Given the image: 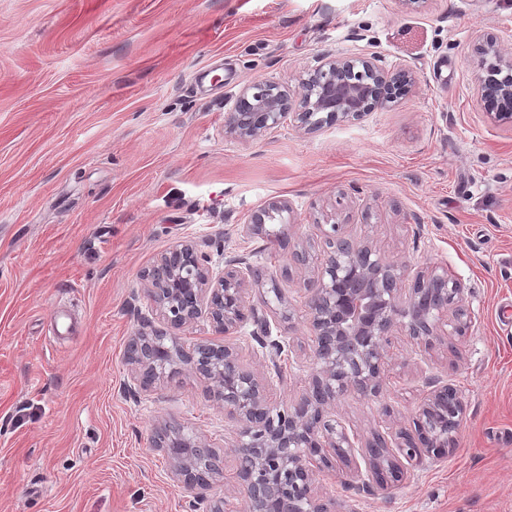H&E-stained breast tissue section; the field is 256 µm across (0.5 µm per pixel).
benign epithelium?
I'll return each mask as SVG.
<instances>
[{
	"instance_id": "obj_1",
	"label": "benign epithelium",
	"mask_w": 512,
	"mask_h": 512,
	"mask_svg": "<svg viewBox=\"0 0 512 512\" xmlns=\"http://www.w3.org/2000/svg\"><path fill=\"white\" fill-rule=\"evenodd\" d=\"M479 58L475 77L477 100L486 114L512 121V52L486 36L474 45ZM416 74L405 67L384 70L366 59H325L305 85L301 110L293 113L296 127L307 132L325 124L358 119L394 101L400 90L412 87ZM288 95L275 84L244 88L227 130L243 140L254 139L283 122ZM288 211L273 201L252 215L247 230L266 232L267 221ZM209 258L190 244H180L141 275L144 291L156 304L166 327H150L128 344L126 358L134 365L135 380L144 388L172 379L186 364L208 380L214 399L238 426L243 441L235 448L237 478L245 488L249 512H346L338 500H321L315 473L329 466V456L352 464V443L343 428L328 416V407L345 394L377 398L382 391L387 346L396 336L431 344L441 331L448 303L463 295L460 281L420 274L414 286L402 287L406 266L385 262L367 243L336 238V248L324 257L321 276L308 291V313L315 373L302 398L284 411L272 413L266 383L239 360L226 344L202 341L183 351L177 331L207 309L218 335L230 336L246 320V294L261 278L236 269L215 279ZM458 393L448 385L429 383L416 409L414 432L402 430L390 446L380 434L367 444L365 472L358 473L360 489L373 494L388 489L425 458H440L455 449V433L463 415ZM164 427L155 432L153 446L170 457L173 475L193 493L191 507L206 501L194 457L206 446L184 442Z\"/></svg>"
}]
</instances>
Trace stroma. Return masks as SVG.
<instances>
[{
  "label": "stroma",
  "instance_id": "1",
  "mask_svg": "<svg viewBox=\"0 0 512 512\" xmlns=\"http://www.w3.org/2000/svg\"><path fill=\"white\" fill-rule=\"evenodd\" d=\"M512 49V0H0V512H192L152 437L206 442L205 495L245 512L236 425L190 368L135 386L129 338L158 314L141 275L183 243L214 274L264 268L230 341L273 409L314 374L306 299L331 225L387 262L461 281L469 321L396 340L379 397L332 408L363 451L413 426L427 380L464 414L447 457L385 493L322 469L347 512H512V123L477 103V36ZM411 68L408 95L314 132L245 142L225 119L265 82L299 106L323 57ZM287 221L246 230L269 202ZM307 252V263L292 259ZM288 319H281V311ZM284 350L269 361L271 342Z\"/></svg>",
  "mask_w": 512,
  "mask_h": 512
}]
</instances>
